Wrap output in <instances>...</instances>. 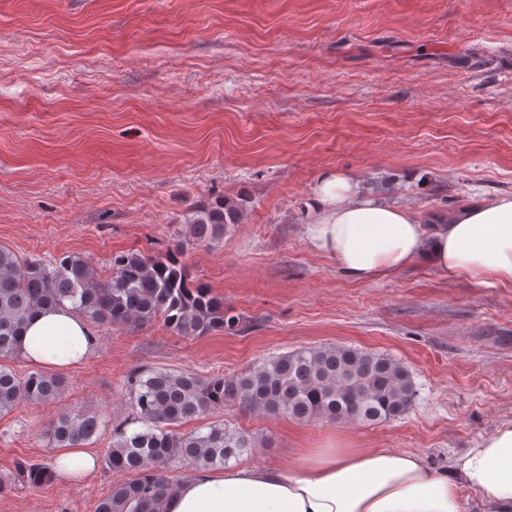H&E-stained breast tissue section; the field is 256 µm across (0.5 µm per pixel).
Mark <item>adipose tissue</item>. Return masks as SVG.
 Wrapping results in <instances>:
<instances>
[{
    "instance_id": "adipose-tissue-1",
    "label": "adipose tissue",
    "mask_w": 512,
    "mask_h": 512,
    "mask_svg": "<svg viewBox=\"0 0 512 512\" xmlns=\"http://www.w3.org/2000/svg\"><path fill=\"white\" fill-rule=\"evenodd\" d=\"M298 221L310 247L354 283L423 262L445 278L512 286V193L422 217L328 171ZM94 344L87 321L68 308L36 311L20 337L37 368H68ZM165 512H512V421L438 472L390 448L315 449L297 468L198 471L178 483Z\"/></svg>"
}]
</instances>
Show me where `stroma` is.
<instances>
[{
    "mask_svg": "<svg viewBox=\"0 0 512 512\" xmlns=\"http://www.w3.org/2000/svg\"><path fill=\"white\" fill-rule=\"evenodd\" d=\"M327 171L422 215L512 192V0H0V245L104 276L113 255L181 239L191 277L240 318L199 338L93 324L61 398L0 417V512H94L120 474L35 487L18 467L55 461L43 432L63 410L131 415L139 369L230 378L341 344L410 370L412 407L376 425L226 405L253 465L391 448L440 471L512 420V286L422 263L346 280L295 220ZM240 195L223 239L185 241L198 207Z\"/></svg>",
    "mask_w": 512,
    "mask_h": 512,
    "instance_id": "35a3bbf8",
    "label": "stroma"
}]
</instances>
